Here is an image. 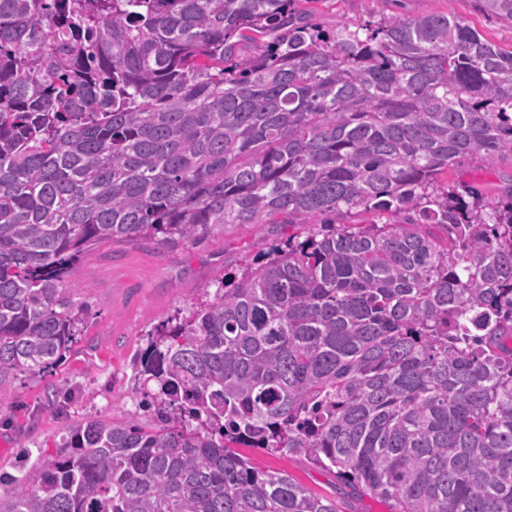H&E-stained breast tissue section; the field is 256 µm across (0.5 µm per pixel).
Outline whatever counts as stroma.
<instances>
[{
  "label": "stroma",
  "mask_w": 512,
  "mask_h": 512,
  "mask_svg": "<svg viewBox=\"0 0 512 512\" xmlns=\"http://www.w3.org/2000/svg\"><path fill=\"white\" fill-rule=\"evenodd\" d=\"M316 8L313 21L326 31L345 21L448 12L499 47L512 48V23L483 12L479 0H318ZM442 179L478 191L491 204L512 184V155L461 161ZM306 230L303 224H229L193 246L169 248L137 238L92 249L63 283L88 308L81 340L53 371L0 380V473L15 472L21 448L35 455L55 452L68 429L89 417L135 416L151 425L139 406L135 371L148 340L168 319L188 315L243 260ZM244 454L256 468L287 471L315 492L329 494L338 486L332 475L302 459L251 448Z\"/></svg>",
  "instance_id": "1"
}]
</instances>
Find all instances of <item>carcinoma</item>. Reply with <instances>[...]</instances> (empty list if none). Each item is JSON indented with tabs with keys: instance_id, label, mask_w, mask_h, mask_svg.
<instances>
[{
	"instance_id": "obj_1",
	"label": "carcinoma",
	"mask_w": 512,
	"mask_h": 512,
	"mask_svg": "<svg viewBox=\"0 0 512 512\" xmlns=\"http://www.w3.org/2000/svg\"><path fill=\"white\" fill-rule=\"evenodd\" d=\"M318 2L0 0V379L77 342L99 243L320 225L148 341L158 426L74 425L0 512H341L241 446L392 512H512V188L437 179L512 154V50L448 13L327 33ZM238 450L246 457L250 458L256 468L261 470H285L302 484L317 493L331 494L335 492V488L337 490L339 487V483L332 475L315 469L303 459L286 456H271L252 448H238Z\"/></svg>"
}]
</instances>
